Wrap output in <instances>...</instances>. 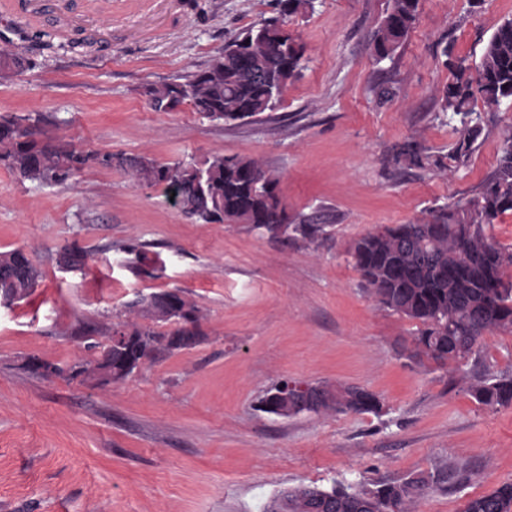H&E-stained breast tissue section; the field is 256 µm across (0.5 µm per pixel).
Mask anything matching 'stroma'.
I'll list each match as a JSON object with an SVG mask.
<instances>
[{"mask_svg":"<svg viewBox=\"0 0 512 512\" xmlns=\"http://www.w3.org/2000/svg\"><path fill=\"white\" fill-rule=\"evenodd\" d=\"M46 47L0 22V115L38 124L78 150L160 164L215 154L258 160L274 174L306 240L245 224H197L161 187L120 167L91 165L63 185L17 178L0 164V251L24 249L42 278L0 305V512H260L281 490L428 477L414 512H459L512 481V405L478 404L456 371L409 359L418 321L383 309L350 261L368 233L467 206L496 168L512 101L475 99L479 128L465 162L458 119L439 96L452 80L442 48L478 67L512 0H420L392 58L372 36L389 0H314L288 30L307 63L271 112L233 123L182 105L152 109L146 90L207 69L279 0H29ZM89 45L72 48L73 37ZM86 251L75 271L59 252ZM180 290L200 309L192 348L157 355L103 384L45 378L29 357L89 358L81 328L101 341L142 324L127 304ZM467 371H512V333L488 332ZM356 385L379 413L277 418L259 400L279 381Z\"/></svg>","mask_w":512,"mask_h":512,"instance_id":"stroma-1","label":"stroma"}]
</instances>
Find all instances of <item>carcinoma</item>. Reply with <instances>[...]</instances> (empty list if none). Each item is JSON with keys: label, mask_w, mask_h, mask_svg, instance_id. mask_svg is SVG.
<instances>
[{"label": "carcinoma", "mask_w": 512, "mask_h": 512, "mask_svg": "<svg viewBox=\"0 0 512 512\" xmlns=\"http://www.w3.org/2000/svg\"><path fill=\"white\" fill-rule=\"evenodd\" d=\"M420 0H391L387 15L373 34L375 59H387L403 43L416 21ZM444 65L453 80L443 90L441 109L460 117V137L454 158L462 163L476 135L471 126L470 102L480 95L489 107L512 97V19L505 20L488 40L481 63L472 69L464 57H450ZM304 67V47L284 28V22L264 19L241 38L224 47V56L181 83L147 89L152 108L168 112L191 104L204 116L224 122L242 121L274 110L288 83ZM496 169L483 184L480 196L466 209L429 213L410 224H395L369 233L350 246L348 254L383 308L419 321L423 328L413 337L411 357L438 365L467 361L482 336L492 331L512 332V280L504 269L512 267V249L486 234V227L512 211V131ZM139 181L163 188L166 197L181 196L185 213L211 212L207 222L235 221L278 236L288 229L313 239L319 224H288L279 194V179L254 159L214 155L202 162L159 164L146 156L113 158L84 153L63 145L37 125L23 126L0 116V162L20 179L39 184H64L89 163L107 167L112 161ZM40 272L21 249L0 252V298H24L37 287ZM153 323H170L171 336L185 333L179 320L191 316V335L199 337L200 310L178 290L154 293L128 304ZM128 340L105 343L112 367L145 360L162 348L166 335L150 325L122 326ZM469 392L486 407L512 404V375L469 380ZM333 399L321 410L375 413L380 401L358 386L331 391ZM419 496L407 480L401 484L338 483L322 492L288 490V512H408ZM462 512H512V482L468 499Z\"/></svg>", "instance_id": "1"}]
</instances>
